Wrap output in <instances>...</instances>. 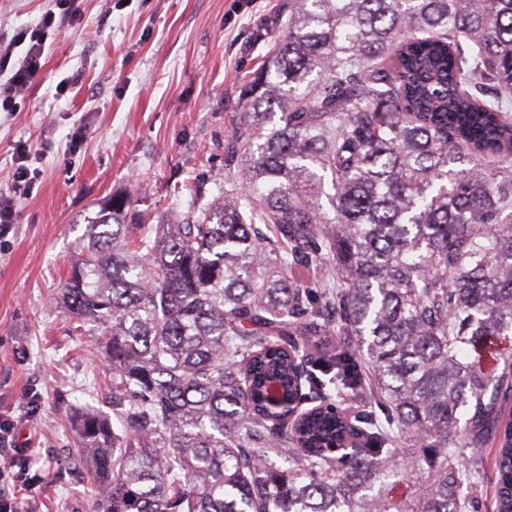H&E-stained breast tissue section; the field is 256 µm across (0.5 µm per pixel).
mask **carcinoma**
Masks as SVG:
<instances>
[{
    "instance_id": "1",
    "label": "carcinoma",
    "mask_w": 512,
    "mask_h": 512,
    "mask_svg": "<svg viewBox=\"0 0 512 512\" xmlns=\"http://www.w3.org/2000/svg\"><path fill=\"white\" fill-rule=\"evenodd\" d=\"M286 12L219 195L86 220L61 303L109 364L112 415L72 422L103 512H478L486 482L512 512V0Z\"/></svg>"
}]
</instances>
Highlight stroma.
Instances as JSON below:
<instances>
[{"label":"stroma","mask_w":512,"mask_h":512,"mask_svg":"<svg viewBox=\"0 0 512 512\" xmlns=\"http://www.w3.org/2000/svg\"><path fill=\"white\" fill-rule=\"evenodd\" d=\"M285 0H78L44 68L0 109V195L14 224L0 237V423L24 449L30 481L12 488L19 512H97L77 455L74 415L102 407L101 340L79 335L56 303L80 251L83 218L112 194L141 223L185 212L186 185L217 195L239 91L279 31ZM48 0H0V50L20 57L16 32ZM66 92H57L62 80ZM30 149L31 182L13 174Z\"/></svg>","instance_id":"obj_1"}]
</instances>
